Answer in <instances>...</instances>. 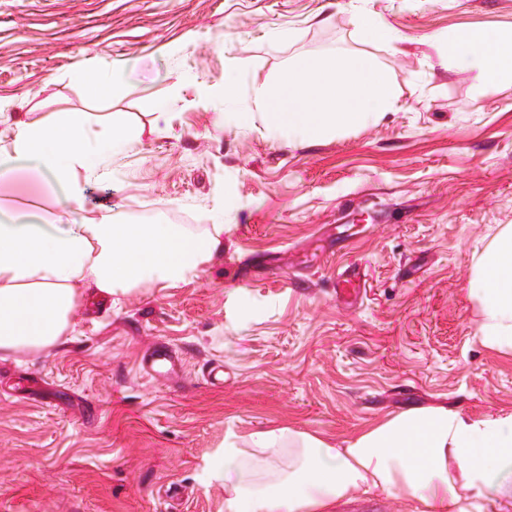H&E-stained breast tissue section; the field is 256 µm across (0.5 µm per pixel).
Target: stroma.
<instances>
[{"instance_id":"35a3bbf8","label":"stroma","mask_w":512,"mask_h":512,"mask_svg":"<svg viewBox=\"0 0 512 512\" xmlns=\"http://www.w3.org/2000/svg\"><path fill=\"white\" fill-rule=\"evenodd\" d=\"M364 13L397 40L362 38ZM508 27L512 0H0V129L124 113L142 134L86 209L224 227L191 280L86 297L62 347L0 361V512H225V438L287 427L340 444L408 408L512 412V355L476 337L468 292L512 225V83L475 93L422 42ZM312 54L372 58L395 110L311 141L220 117L227 70L244 96ZM111 67L125 81L108 94L70 77ZM348 264L365 282L350 310ZM159 347L182 357L179 380L140 370ZM359 272L351 267L336 275V299L348 307L354 306L364 292Z\"/></svg>"}]
</instances>
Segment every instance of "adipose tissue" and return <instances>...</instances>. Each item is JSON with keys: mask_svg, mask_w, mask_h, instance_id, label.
Segmentation results:
<instances>
[{"mask_svg": "<svg viewBox=\"0 0 512 512\" xmlns=\"http://www.w3.org/2000/svg\"><path fill=\"white\" fill-rule=\"evenodd\" d=\"M445 56L476 92L512 81V29L450 35ZM138 129L119 113L101 126L61 112L16 126L0 142V360L57 346L85 294L108 301L142 282L169 286L207 264L224 232L186 234L176 224H111L82 214L88 187ZM46 185L38 223L5 206L20 179ZM468 292L481 304L482 343L512 354V226L478 259ZM226 512H334L359 495L383 494L411 512H512V413L469 418L444 406L408 409L344 447L289 428L224 444L212 466Z\"/></svg>", "mask_w": 512, "mask_h": 512, "instance_id": "adipose-tissue-1", "label": "adipose tissue"}]
</instances>
